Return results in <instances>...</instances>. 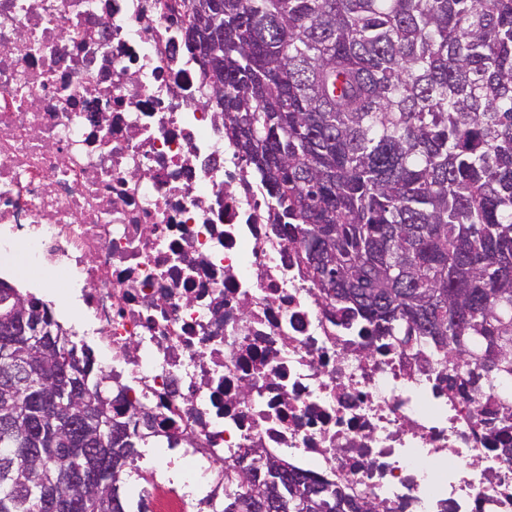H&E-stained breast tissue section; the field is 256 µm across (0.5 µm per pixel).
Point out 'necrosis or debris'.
I'll list each match as a JSON object with an SVG mask.
<instances>
[{"instance_id": "obj_1", "label": "necrosis or debris", "mask_w": 512, "mask_h": 512, "mask_svg": "<svg viewBox=\"0 0 512 512\" xmlns=\"http://www.w3.org/2000/svg\"><path fill=\"white\" fill-rule=\"evenodd\" d=\"M203 99L163 0H0V267L64 271L113 393L194 476L152 512H212L250 448L389 512H512V378L336 314Z\"/></svg>"}]
</instances>
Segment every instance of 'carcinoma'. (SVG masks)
I'll use <instances>...</instances> for the list:
<instances>
[{
	"instance_id": "cac0c4a2",
	"label": "carcinoma",
	"mask_w": 512,
	"mask_h": 512,
	"mask_svg": "<svg viewBox=\"0 0 512 512\" xmlns=\"http://www.w3.org/2000/svg\"><path fill=\"white\" fill-rule=\"evenodd\" d=\"M223 48L224 136L266 191L295 260L336 310L454 364L512 375V0H173ZM38 339L0 356V512H129L126 468L150 418L105 443L81 412L105 371L48 304L0 280ZM66 395L67 407L55 400ZM81 457L82 473L71 470ZM222 512H383L256 453Z\"/></svg>"
}]
</instances>
